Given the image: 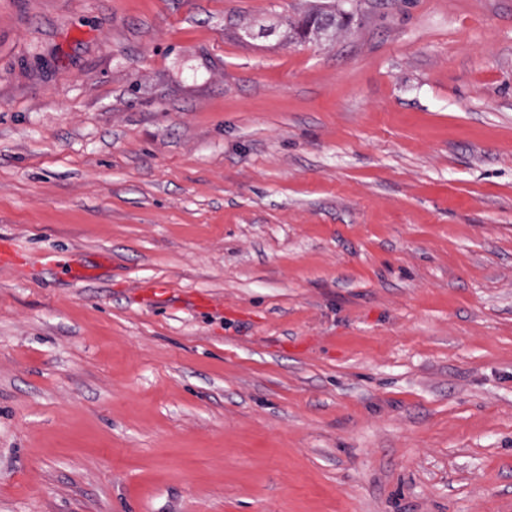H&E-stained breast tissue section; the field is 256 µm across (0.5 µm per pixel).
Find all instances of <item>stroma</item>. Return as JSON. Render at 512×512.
Returning a JSON list of instances; mask_svg holds the SVG:
<instances>
[{
  "instance_id": "35a3bbf8",
  "label": "stroma",
  "mask_w": 512,
  "mask_h": 512,
  "mask_svg": "<svg viewBox=\"0 0 512 512\" xmlns=\"http://www.w3.org/2000/svg\"><path fill=\"white\" fill-rule=\"evenodd\" d=\"M2 241L0 512H512V0H0ZM346 17L336 14L316 10L307 15L302 24L298 27V34L302 38L307 36H319L326 33L329 29H338L344 25Z\"/></svg>"
}]
</instances>
